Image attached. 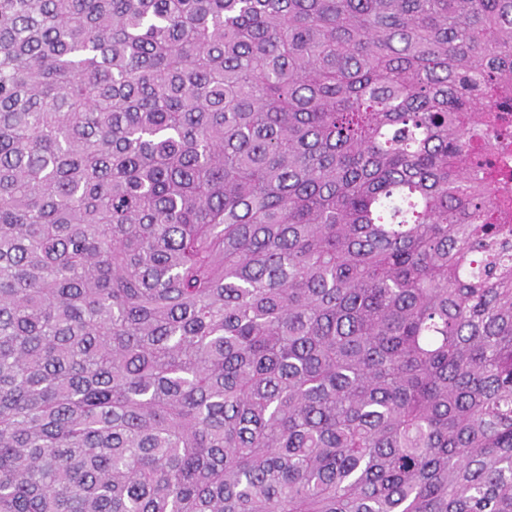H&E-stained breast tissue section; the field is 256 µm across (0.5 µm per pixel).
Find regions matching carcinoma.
I'll list each match as a JSON object with an SVG mask.
<instances>
[{
	"label": "carcinoma",
	"mask_w": 512,
	"mask_h": 512,
	"mask_svg": "<svg viewBox=\"0 0 512 512\" xmlns=\"http://www.w3.org/2000/svg\"><path fill=\"white\" fill-rule=\"evenodd\" d=\"M512 0H0V512H512Z\"/></svg>",
	"instance_id": "1"
}]
</instances>
